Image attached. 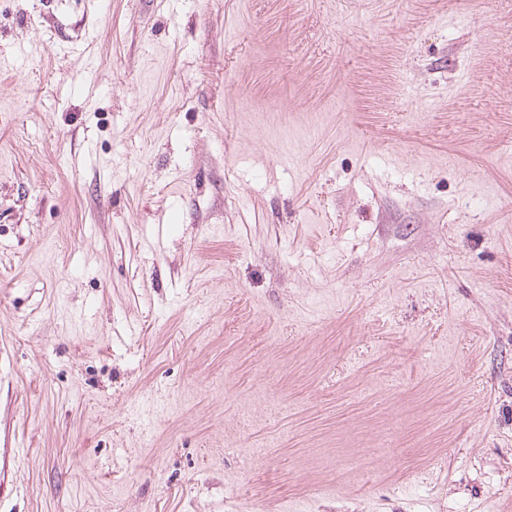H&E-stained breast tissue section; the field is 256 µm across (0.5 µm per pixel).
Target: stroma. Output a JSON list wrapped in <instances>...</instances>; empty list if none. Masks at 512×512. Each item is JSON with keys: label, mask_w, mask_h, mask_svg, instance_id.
Segmentation results:
<instances>
[{"label": "stroma", "mask_w": 512, "mask_h": 512, "mask_svg": "<svg viewBox=\"0 0 512 512\" xmlns=\"http://www.w3.org/2000/svg\"><path fill=\"white\" fill-rule=\"evenodd\" d=\"M0 512H512V0H0Z\"/></svg>", "instance_id": "obj_1"}]
</instances>
